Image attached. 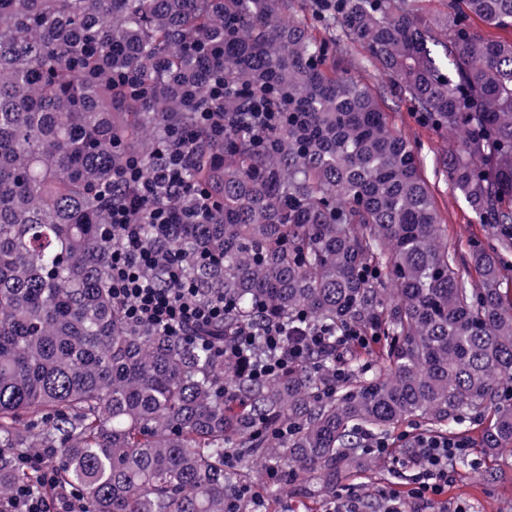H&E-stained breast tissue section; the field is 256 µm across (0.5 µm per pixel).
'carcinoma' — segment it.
<instances>
[{
  "label": "carcinoma",
  "mask_w": 512,
  "mask_h": 512,
  "mask_svg": "<svg viewBox=\"0 0 512 512\" xmlns=\"http://www.w3.org/2000/svg\"><path fill=\"white\" fill-rule=\"evenodd\" d=\"M295 2L0 0V498L36 482L18 461L33 449L60 456L87 512H225L259 464L334 492L414 418L446 439L479 417L483 455L512 452V40L470 25L512 30V0H448L443 42L408 0H311L330 42L290 19ZM338 45L458 136L443 174L497 249L448 241L418 152ZM261 102L281 113L265 134L248 118ZM210 109L224 136L181 140ZM168 147L211 212L166 239L143 217V234L203 298L233 302L204 339L284 321L332 347L262 379L127 322L101 232L126 197L112 171L151 173ZM351 330L378 338L375 360L336 344Z\"/></svg>",
  "instance_id": "1"
}]
</instances>
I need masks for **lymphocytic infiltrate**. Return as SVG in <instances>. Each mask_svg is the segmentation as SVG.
Here are the masks:
<instances>
[{
    "label": "lymphocytic infiltrate",
    "instance_id": "f902f5d3",
    "mask_svg": "<svg viewBox=\"0 0 512 512\" xmlns=\"http://www.w3.org/2000/svg\"><path fill=\"white\" fill-rule=\"evenodd\" d=\"M184 159L175 151L166 157L153 176H146L138 161L127 162L112 173L114 185L126 187V203L113 205L110 212L112 235L119 241L112 250L109 289L112 299L119 304L126 320L134 326H148L172 336H186L207 330L224 320L229 304L223 298L202 300L198 288L187 279L183 261L174 253L161 254L150 249L142 235L141 213H148L149 222L161 234H168L172 225L182 217L168 203H154L158 191L170 194L184 193ZM161 272L166 284L158 286L147 270ZM262 342L268 355L254 360L250 372L257 378H268L287 367L288 363L303 361L322 349L326 340L313 334L304 342L288 339V327L270 325L263 338L243 328L229 352L230 357H247L255 342ZM373 454L387 457L401 467L412 469L414 487L412 498L435 504L448 485V470L457 459L466 456L464 442L437 439L421 433L413 434L408 451L397 453L387 442L375 443ZM25 465L41 476V488L21 485L5 500L0 499V512H80L73 495L55 489L54 476L47 458L42 454L29 455Z\"/></svg>",
    "mask_w": 512,
    "mask_h": 512
}]
</instances>
